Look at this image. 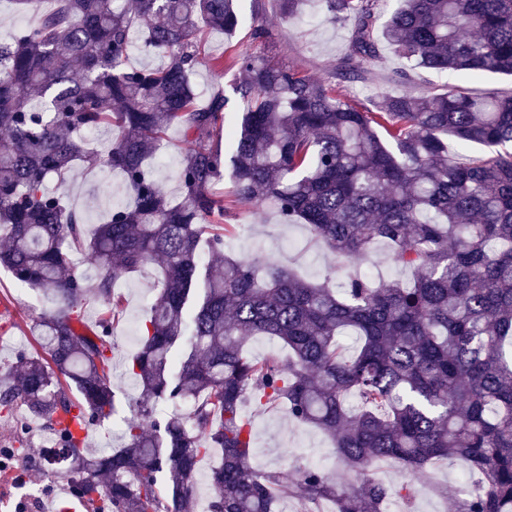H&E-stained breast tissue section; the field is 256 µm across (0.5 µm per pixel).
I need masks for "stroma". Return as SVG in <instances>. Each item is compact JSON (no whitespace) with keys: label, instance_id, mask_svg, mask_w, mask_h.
Wrapping results in <instances>:
<instances>
[{"label":"stroma","instance_id":"stroma-1","mask_svg":"<svg viewBox=\"0 0 512 512\" xmlns=\"http://www.w3.org/2000/svg\"><path fill=\"white\" fill-rule=\"evenodd\" d=\"M241 23L235 32H210L206 35V50L222 57L223 73L210 66H201L192 77L198 92L208 94L223 89L227 98L226 120L237 121L242 109L241 99L233 89L235 63L239 55L250 53L272 63L294 67L316 77H328L339 58L349 50L352 25L347 21L332 22L317 5L306 4L295 20L282 18L278 0H238ZM264 26L268 41L253 39L255 26ZM404 62L392 52L380 58L362 62L363 77L356 82L343 83L344 93L351 99L372 104L379 92L408 93L414 96L446 91L455 87L469 94L494 90L512 93V79L491 74L459 77L431 70L413 71L409 81L402 82L398 73ZM186 154V144L179 129H169L165 149L161 152L156 175L170 197H178L180 187L177 173ZM65 195L82 211L87 223H101L112 206L127 203L129 192L120 176L107 168L87 170L75 166L63 186ZM226 207L225 223L229 232L224 238L226 255L247 257L255 262L275 261L300 276L321 282L325 278L340 281L345 269L336 265L334 257L315 243L309 230L302 225L282 224L275 208L268 205L241 206L234 201L231 178H223L215 187ZM157 264H149L117 283L116 290L124 298V311L110 329L113 349L112 388L115 392V411L109 420L90 422L86 446L97 452L120 445L125 418L130 417L139 390L124 374V359L137 346V329L154 297ZM46 297L39 291L18 283L10 272L0 269V369L11 364L20 351L32 350L35 345L33 325L47 307ZM254 432L252 463L263 470L279 471L296 480L302 466L322 469L339 482L351 476L331 453L332 443L321 431L295 423L284 409L260 410L245 405ZM463 464L439 461L413 487L414 512H457L467 496L468 488L461 477Z\"/></svg>","mask_w":512,"mask_h":512}]
</instances>
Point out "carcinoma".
<instances>
[{"instance_id":"1","label":"carcinoma","mask_w":512,"mask_h":512,"mask_svg":"<svg viewBox=\"0 0 512 512\" xmlns=\"http://www.w3.org/2000/svg\"><path fill=\"white\" fill-rule=\"evenodd\" d=\"M52 2L0 43V267L52 299L37 349L0 372V411L20 402L24 429L54 432L70 496L89 512H194L198 463L219 448L208 512H280L292 497L302 512L324 502L383 512L394 497L410 512L408 484H338L310 467L290 483L254 468L251 399L331 435L351 471L391 461L419 478L435 461L461 462L476 485L459 512H512V150H499L512 145V95L384 92L370 112L331 79L244 55L231 130L223 92L200 106L191 76L205 63L224 69L202 35L236 30L234 0ZM317 2L334 22L354 19L334 75L361 78V62L380 54L377 0ZM135 32L161 66L128 64ZM382 38L414 69L512 77V0H403ZM172 126L189 144L178 201L149 165ZM101 127L114 132L105 145L79 137ZM450 137L488 153L461 161ZM77 161L119 171L132 194L92 228L47 188ZM227 166L236 203L274 202L341 264L382 244L412 279L355 270L333 288L224 255V199L212 187ZM83 255L91 287L77 271ZM153 261L156 296L125 360L135 413L119 448L91 453L79 428L115 407L114 284ZM90 299L95 324L82 313ZM248 336L282 342L288 360L248 355ZM343 336L356 337L353 353ZM180 403L189 410L146 432L161 405Z\"/></svg>"}]
</instances>
